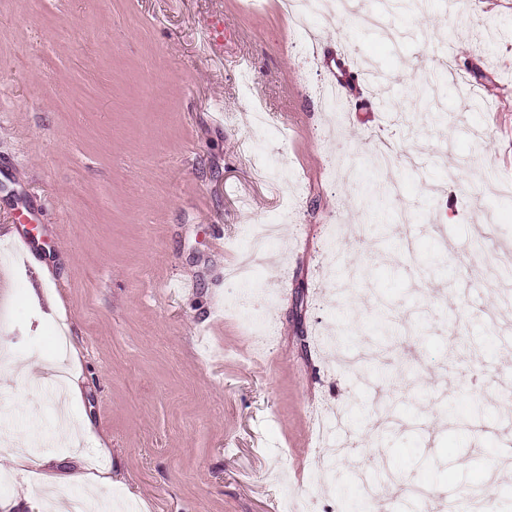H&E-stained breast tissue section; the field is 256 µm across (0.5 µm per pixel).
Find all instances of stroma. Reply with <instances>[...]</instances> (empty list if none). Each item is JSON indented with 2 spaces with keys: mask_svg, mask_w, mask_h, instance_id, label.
I'll list each match as a JSON object with an SVG mask.
<instances>
[{
  "mask_svg": "<svg viewBox=\"0 0 512 512\" xmlns=\"http://www.w3.org/2000/svg\"><path fill=\"white\" fill-rule=\"evenodd\" d=\"M362 8L378 24L314 20L303 61L279 0H0V245L30 243L0 259V428L50 459L0 453V512H48L42 497L15 508L28 474L81 494L80 474L106 467L95 496L136 512H280L284 490L307 489L318 406L345 420L326 429L340 452L318 512H368L369 486L386 512H415L385 471L438 503L499 469L512 323L486 313L512 281L484 282L466 246L512 244V0ZM335 77L347 117L332 134L310 87ZM256 108L272 117L260 131ZM382 139L397 162L377 172L365 158ZM331 158L350 173L333 185ZM376 179L410 200L413 253L397 211L362 210ZM339 217L367 234L329 267ZM268 220L267 261L228 279L248 259L242 227ZM238 300L271 318L265 354L226 311ZM382 309L389 353L348 367L317 345L325 326L359 354ZM62 326L83 380L66 443L50 377Z\"/></svg>",
  "mask_w": 512,
  "mask_h": 512,
  "instance_id": "stroma-1",
  "label": "stroma"
}]
</instances>
